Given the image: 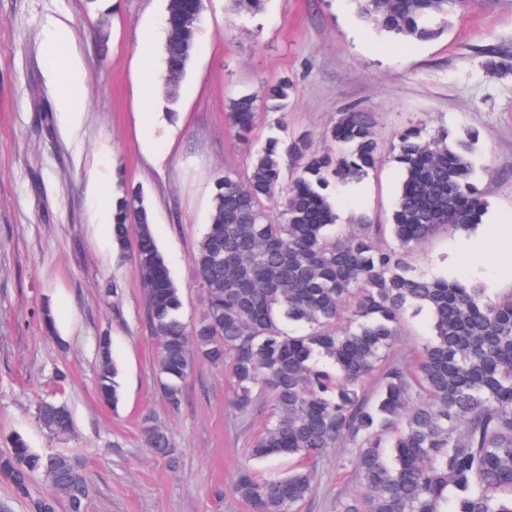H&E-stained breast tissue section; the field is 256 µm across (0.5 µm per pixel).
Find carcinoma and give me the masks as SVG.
I'll use <instances>...</instances> for the list:
<instances>
[{
    "label": "carcinoma",
    "instance_id": "obj_1",
    "mask_svg": "<svg viewBox=\"0 0 512 512\" xmlns=\"http://www.w3.org/2000/svg\"><path fill=\"white\" fill-rule=\"evenodd\" d=\"M352 2L377 31L428 41L448 31L459 0ZM200 3L168 0L169 14L194 12L182 26L164 27L160 93L172 116L197 43ZM291 89L286 77L269 85L267 111L284 113ZM257 116L252 95L230 100L226 119L236 136L247 138ZM273 128L278 134L266 138L246 176L215 180L192 267L204 307L190 326L142 193L127 190L113 203L112 240L140 270L167 405L180 408L183 384L203 362L230 370L236 410H267L251 455L298 456L302 464L265 480L242 468L232 493L253 512H299L314 493L316 464L341 445L352 448L358 489L339 512H512V294L492 299L479 280L428 278L410 263L440 230L467 232L483 222L477 132L394 133L402 180L391 224L359 215L339 227L330 187L362 179L381 161L374 113H337L327 131L335 154L315 150L305 134H288L280 118ZM386 229L391 246L380 244ZM421 307L432 314L434 334L410 365L389 351L405 314ZM286 324L303 329L291 334ZM374 375L379 384L370 397L363 383ZM116 377L104 335L97 390L112 406L120 400ZM36 418L53 436L73 432L64 402L39 401ZM141 433L153 455L176 461L152 416ZM38 474L51 494L33 498ZM0 479L28 499L30 512H56L61 503L84 512L91 490L79 459L36 453L19 435L0 455Z\"/></svg>",
    "mask_w": 512,
    "mask_h": 512
}]
</instances>
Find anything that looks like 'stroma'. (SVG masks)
I'll use <instances>...</instances> for the list:
<instances>
[{
	"instance_id": "1",
	"label": "stroma",
	"mask_w": 512,
	"mask_h": 512,
	"mask_svg": "<svg viewBox=\"0 0 512 512\" xmlns=\"http://www.w3.org/2000/svg\"><path fill=\"white\" fill-rule=\"evenodd\" d=\"M168 0H0V454L13 435L38 452L77 457L92 487L85 512H252L230 493L239 470L279 475L291 459L253 460L265 416L239 414L227 371L196 364L179 412L168 410L156 376L158 342L145 319L140 271L112 242L111 196L141 190L156 240L193 323L203 291L191 266L209 221L216 178L245 173L270 133L259 113L249 140L225 120L231 98L261 94L265 82L296 86L285 121L315 150L338 112L374 113L383 159L357 182L332 187L341 223L366 215L388 223L400 172L390 138L410 126L426 135L450 128L479 134L478 173L488 210L483 227L437 235L418 247V273L479 278L493 297L512 293V263L484 258V228L512 239V0H463L445 36L395 42L365 23L352 0H264L260 10H229L202 0V28L169 116L143 67L162 70ZM107 12L106 47L98 45ZM64 36L80 63L87 98L79 122L57 109L47 46ZM54 333H46L43 311ZM112 340L119 370L117 406L96 396L97 344ZM432 334L428 311L408 314L390 354L412 360ZM57 395L74 418L57 438L38 423L39 399ZM153 415L179 450L177 467L144 445ZM348 448L331 449L301 512H337L355 493Z\"/></svg>"
}]
</instances>
